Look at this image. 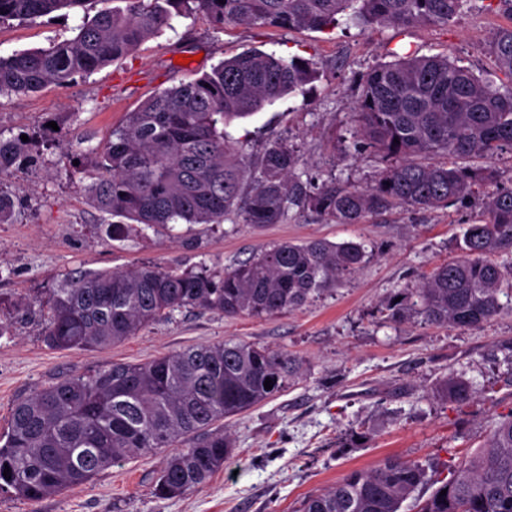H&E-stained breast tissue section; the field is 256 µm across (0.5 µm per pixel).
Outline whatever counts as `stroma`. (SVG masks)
Listing matches in <instances>:
<instances>
[{
  "instance_id": "1",
  "label": "stroma",
  "mask_w": 512,
  "mask_h": 512,
  "mask_svg": "<svg viewBox=\"0 0 512 512\" xmlns=\"http://www.w3.org/2000/svg\"><path fill=\"white\" fill-rule=\"evenodd\" d=\"M80 22V15L71 14L2 23L0 56L69 40ZM509 25L512 12L487 10L486 0H467L445 28L344 20L330 33L245 25L220 30L197 15L77 83L27 96L0 95V137L28 138L27 163L0 180V190L16 202L12 222L0 224V323L11 326L0 337V432L15 400L64 375L115 361L141 362L227 339L264 344L304 361L295 386L225 420L235 452L189 495L154 494V478L172 454L162 448L36 502L0 493V512H300L308 494L387 457L426 468V484L402 506V512H415L448 480L454 464L482 448L500 417L512 412V312L468 329L395 322L387 311L397 294L418 287L436 264L460 257L462 234L480 217L478 205L397 208L364 224H329L294 210L287 223L262 228L227 219L148 229L115 241L103 230L112 216L90 204L85 188L97 148L141 100L254 47L318 60L321 75L303 91L234 121L233 137L250 153L288 139L300 154L303 181L319 183L332 175L371 185L384 165L353 147L364 75L412 49L446 55L477 76L499 81L487 45L498 28ZM184 55L189 64H180ZM310 238L361 242L367 257L337 288L293 311L263 318L177 311L92 354L52 350L42 340L40 300L79 274L147 264L227 269L274 243ZM451 373L471 382L469 400L437 396Z\"/></svg>"
}]
</instances>
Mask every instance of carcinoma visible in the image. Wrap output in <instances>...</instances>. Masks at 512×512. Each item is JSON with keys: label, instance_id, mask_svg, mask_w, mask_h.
<instances>
[{"label": "carcinoma", "instance_id": "cac0c4a2", "mask_svg": "<svg viewBox=\"0 0 512 512\" xmlns=\"http://www.w3.org/2000/svg\"><path fill=\"white\" fill-rule=\"evenodd\" d=\"M110 2L0 0V24L83 11L74 38L0 56V94L26 96L74 83L173 27L178 17L200 14L219 29L245 24L326 31L348 12L364 24L446 26L467 0H121L123 8ZM89 4L103 8L92 14ZM488 52L503 75L498 86L446 55L416 51L367 73L353 146L394 161L374 185L331 178L308 186L288 141H273L254 158L231 137V122L320 76L312 59L251 48L127 113L98 153L87 194L95 207L131 220L108 226L114 239L129 237L136 223L166 228L231 218L282 224L294 207L335 224H363L398 207L446 208L480 195L486 218L464 231L462 257L436 265L420 287L388 308L394 321L417 317L429 325L479 327L512 307V261H499L512 255V188L483 192L496 177L491 160L504 149L512 152V26L494 34ZM23 157L20 142L0 136V180ZM475 159L483 164L472 165ZM366 256L361 242L311 239L261 249L219 273L161 266L97 270L50 290L41 336L51 349L95 352L176 311L272 316L336 287ZM302 366L286 351L227 340L64 375L14 403L0 435V492L37 502L92 481L116 462L175 448L153 491L185 496L234 452L219 422L294 386ZM439 393L463 402L472 387L450 373ZM426 481L420 465L386 458L308 495L302 512H401ZM416 508L512 512V413L496 423L486 447L459 462Z\"/></svg>", "mask_w": 512, "mask_h": 512}]
</instances>
